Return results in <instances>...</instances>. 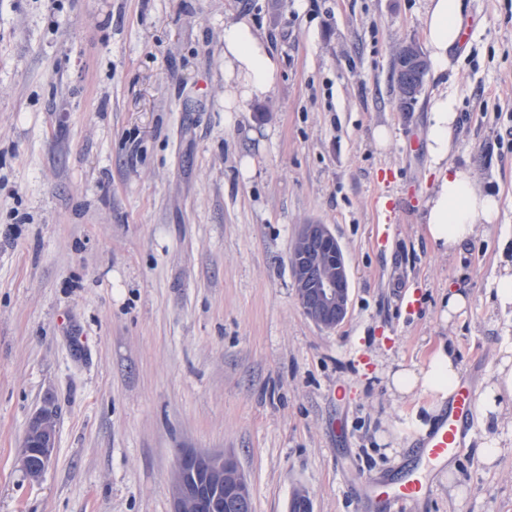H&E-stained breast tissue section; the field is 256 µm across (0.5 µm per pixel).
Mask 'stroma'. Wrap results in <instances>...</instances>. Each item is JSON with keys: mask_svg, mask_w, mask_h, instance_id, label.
<instances>
[{"mask_svg": "<svg viewBox=\"0 0 512 512\" xmlns=\"http://www.w3.org/2000/svg\"><path fill=\"white\" fill-rule=\"evenodd\" d=\"M427 0H0V512H171L178 449L235 455L252 512H512V451L460 445L403 506L366 496L414 462V400L388 366L445 343L479 387L512 344L492 286L512 260V0H469L448 72L396 108L397 45H425ZM247 19L281 67L266 99L227 102L224 26ZM459 121L451 161L500 197L497 223L441 254L431 100ZM390 131L378 148L375 128ZM256 163L242 175L241 160ZM345 254L336 328L302 311L300 225ZM456 288L465 311L444 320ZM53 461L18 448L44 401ZM56 424V408L50 402L41 405L28 421L27 433L18 450V459L22 471L30 481H39L52 463ZM35 446L38 448H34ZM31 455L35 465L41 462L38 467L32 465ZM475 456L484 464H494L502 454L505 447L501 446V441L497 437H485L478 441L474 447Z\"/></svg>", "mask_w": 512, "mask_h": 512, "instance_id": "35a3bbf8", "label": "stroma"}]
</instances>
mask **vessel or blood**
Wrapping results in <instances>:
<instances>
[{
  "label": "vessel or blood",
  "mask_w": 512,
  "mask_h": 512,
  "mask_svg": "<svg viewBox=\"0 0 512 512\" xmlns=\"http://www.w3.org/2000/svg\"><path fill=\"white\" fill-rule=\"evenodd\" d=\"M476 397L470 385H460L441 428L429 438L422 449L420 464L410 470L398 484L381 491L380 496L403 504L419 498L427 489L428 472L434 463L446 460L459 445V429L475 407Z\"/></svg>",
  "instance_id": "obj_1"
}]
</instances>
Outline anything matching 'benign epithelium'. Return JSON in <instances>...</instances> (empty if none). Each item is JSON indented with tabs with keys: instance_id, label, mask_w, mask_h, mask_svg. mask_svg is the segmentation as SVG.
I'll return each mask as SVG.
<instances>
[{
	"instance_id": "benign-epithelium-1",
	"label": "benign epithelium",
	"mask_w": 512,
	"mask_h": 512,
	"mask_svg": "<svg viewBox=\"0 0 512 512\" xmlns=\"http://www.w3.org/2000/svg\"><path fill=\"white\" fill-rule=\"evenodd\" d=\"M297 299L315 324L333 329L346 317L349 303V271L343 250L325 224L300 225L289 257ZM56 408L49 402L30 417L18 450L25 476L39 481L54 455ZM42 449L41 464L31 463V448ZM247 502L250 489L237 459L222 451L181 448L172 478L171 512H205L224 496Z\"/></svg>"
}]
</instances>
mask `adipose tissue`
I'll return each mask as SVG.
<instances>
[{
    "instance_id": "ef3b65f1",
    "label": "adipose tissue",
    "mask_w": 512,
    "mask_h": 512,
    "mask_svg": "<svg viewBox=\"0 0 512 512\" xmlns=\"http://www.w3.org/2000/svg\"><path fill=\"white\" fill-rule=\"evenodd\" d=\"M465 0H428L423 19L427 49L435 73L446 72L458 48ZM279 69V59L269 42L260 37L250 23L231 22L224 27V74L239 83L242 98L262 100L271 95ZM457 114L454 101L435 98L430 114L428 151L438 177L425 204L424 231L440 252L457 255L478 236L482 226L495 223L500 201L478 192L466 171L448 163L451 136ZM461 365L454 350L439 345L421 367L398 363L386 372L387 386L393 394L424 396L426 418L412 416L407 426L424 436L431 420L437 417L459 382ZM512 411V346L502 348L501 357L484 381L476 402L475 414L482 424L499 421Z\"/></svg>"
}]
</instances>
